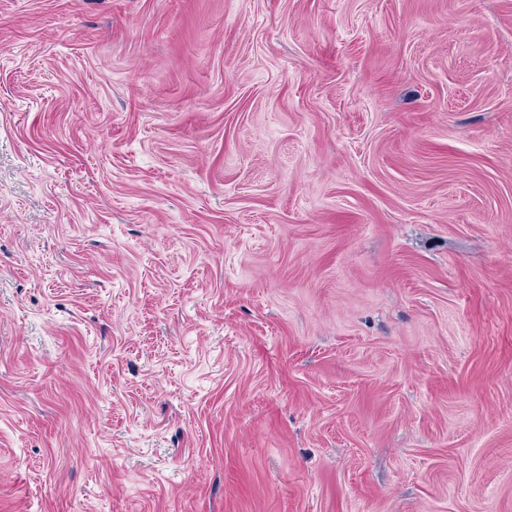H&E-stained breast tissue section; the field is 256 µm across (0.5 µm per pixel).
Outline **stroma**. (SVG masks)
Returning a JSON list of instances; mask_svg holds the SVG:
<instances>
[{
	"label": "stroma",
	"instance_id": "obj_1",
	"mask_svg": "<svg viewBox=\"0 0 512 512\" xmlns=\"http://www.w3.org/2000/svg\"><path fill=\"white\" fill-rule=\"evenodd\" d=\"M0 512H512V0H0Z\"/></svg>",
	"mask_w": 512,
	"mask_h": 512
}]
</instances>
